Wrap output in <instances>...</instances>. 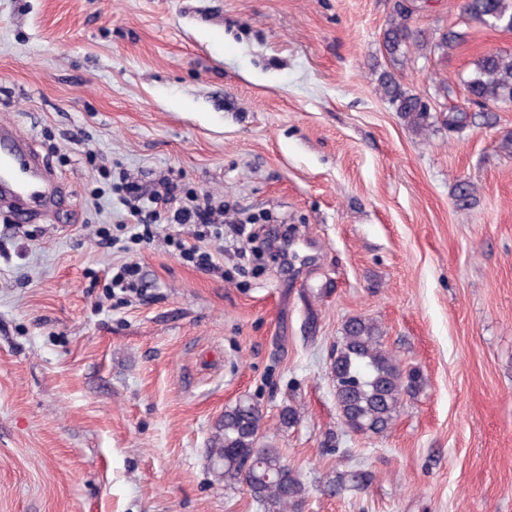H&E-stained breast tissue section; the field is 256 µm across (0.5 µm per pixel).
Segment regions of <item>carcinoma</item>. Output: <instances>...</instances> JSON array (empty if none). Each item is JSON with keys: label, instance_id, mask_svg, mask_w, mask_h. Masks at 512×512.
I'll return each instance as SVG.
<instances>
[{"label": "carcinoma", "instance_id": "1", "mask_svg": "<svg viewBox=\"0 0 512 512\" xmlns=\"http://www.w3.org/2000/svg\"><path fill=\"white\" fill-rule=\"evenodd\" d=\"M411 9L396 12L383 33L382 45L394 62L406 57L409 48L449 53L463 39L454 29L434 40L412 30L407 20ZM465 20L491 28L512 31V0H467ZM467 104L437 116L418 93L405 89L391 72L378 77L377 90L412 130L424 132L439 120L450 128H463L471 121L470 110L512 108V53L488 52L475 62L464 81ZM336 405L341 422L359 434H381L400 412L404 396L423 387L422 373L405 370L384 348L378 325L363 317L347 319L342 336L330 355ZM264 416L261 405L251 398L238 400L224 410L209 438L208 459L225 487L245 485L265 512H300L307 490L277 448L260 444ZM371 475L362 470L340 472L328 486L331 493L362 489Z\"/></svg>", "mask_w": 512, "mask_h": 512}]
</instances>
